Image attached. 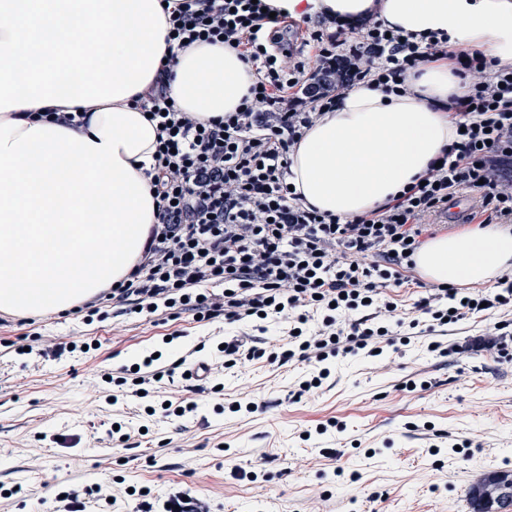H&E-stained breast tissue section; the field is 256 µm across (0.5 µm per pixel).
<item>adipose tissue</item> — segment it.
<instances>
[{
  "mask_svg": "<svg viewBox=\"0 0 512 512\" xmlns=\"http://www.w3.org/2000/svg\"><path fill=\"white\" fill-rule=\"evenodd\" d=\"M288 15L356 22L377 17L417 37L481 51L512 69V0H277ZM106 42L84 43L80 28ZM160 0H0V311L66 312L129 273L156 205L141 163L156 130L131 98L167 54ZM414 94L361 85L306 132L291 156L306 203L334 215L373 209L423 175L455 128L447 109L466 81L445 64L420 66ZM251 82L224 46L179 54L170 94L185 110L232 111ZM97 103L83 133L25 119L40 108ZM512 259V233L488 226L429 240L416 255L440 286L489 281Z\"/></svg>",
  "mask_w": 512,
  "mask_h": 512,
  "instance_id": "adipose-tissue-1",
  "label": "adipose tissue"
}]
</instances>
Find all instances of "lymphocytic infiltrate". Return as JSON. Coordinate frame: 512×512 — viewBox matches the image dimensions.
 <instances>
[{
    "mask_svg": "<svg viewBox=\"0 0 512 512\" xmlns=\"http://www.w3.org/2000/svg\"><path fill=\"white\" fill-rule=\"evenodd\" d=\"M264 0H171L163 12L171 55L201 44L234 47L252 82L234 111L204 118L169 100L170 64L132 104L156 128L145 175L155 222L124 280L85 303L113 316L157 325L189 314L239 327L225 337L218 366H311L293 399L316 395L339 356L380 357L388 346L427 339L445 358L472 350L512 361V269L492 284L432 286L403 307L396 294L417 284L415 255L425 238L447 230L456 194L475 204L464 221L512 229V69L481 52L460 68L469 93L451 112L452 143L422 179L355 216L305 203L290 187V156L305 132L334 111L337 99L366 82L407 92L421 63L448 59L447 37L388 31L374 17L349 36L333 17H304L302 46L286 13H264ZM480 317L479 336L448 341V329ZM283 337L266 338L267 322ZM117 489L68 488L49 512H112Z\"/></svg>",
    "mask_w": 512,
    "mask_h": 512,
    "instance_id": "f902f5d3",
    "label": "lymphocytic infiltrate"
}]
</instances>
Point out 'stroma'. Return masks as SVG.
I'll return each instance as SVG.
<instances>
[{
	"label": "stroma",
	"instance_id": "35a3bbf8",
	"mask_svg": "<svg viewBox=\"0 0 512 512\" xmlns=\"http://www.w3.org/2000/svg\"><path fill=\"white\" fill-rule=\"evenodd\" d=\"M181 338L162 345L174 330ZM223 321L184 315L165 325L109 318L85 324L69 311L35 323H0V512H42L63 487H109L113 479L163 496L181 487L210 497L215 512H316L329 492L330 512H470L468 493L493 473H512V363L465 353L439 358L415 344L387 350V368L339 357L334 384L318 397L293 400L300 366H246L224 371L220 394L197 395L189 417L139 416L135 398L111 404L104 376L161 349V365L198 349L211 359ZM89 343L85 354L51 356L58 344ZM32 347L17 355L19 346ZM426 373L428 388L400 384ZM254 402L231 414L228 399ZM344 431L315 435L328 419ZM124 420L131 438L112 439ZM439 433L430 452L419 431ZM473 439L463 452L458 440ZM224 450H216V443Z\"/></svg>",
	"mask_w": 512,
	"mask_h": 512
}]
</instances>
